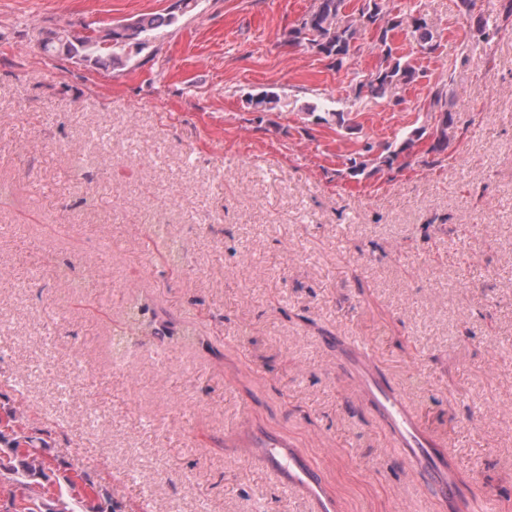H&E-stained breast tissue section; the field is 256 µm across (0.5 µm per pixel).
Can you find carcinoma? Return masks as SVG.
Wrapping results in <instances>:
<instances>
[{"label": "carcinoma", "mask_w": 512, "mask_h": 512, "mask_svg": "<svg viewBox=\"0 0 512 512\" xmlns=\"http://www.w3.org/2000/svg\"><path fill=\"white\" fill-rule=\"evenodd\" d=\"M198 0H176V5L164 13H143L136 16V30L131 40L122 46L111 44L112 28L83 26L82 30L70 27L49 28L45 39L39 42L41 52L49 57L71 60L78 57L84 63L110 73H117L127 65L131 52H141L148 47L156 31L174 24L180 17L193 11ZM346 0H314L312 8L288 29L286 43L302 46L328 62V66L340 70L359 49V40L369 32L374 38V48L379 52V63L375 71L361 79L354 77L353 92L357 99L369 97L386 99L395 96L404 86L414 83L419 77L418 69L397 56L392 48V33L405 28L427 54L439 47L436 31L428 17L420 12L391 15L385 10L384 0H364L358 15L346 12ZM512 17V0H499V7L492 14L474 17L476 32L483 39L498 32L500 23ZM257 112H271L281 103L280 95L265 92L249 98ZM307 115L318 124L330 122L345 130H354L345 112H317V107L308 108ZM430 122L405 133L401 138L379 149L373 143H365L361 152L348 158L340 176L357 182L370 179L382 172L391 171L394 165H409L414 148L423 139L430 141L427 153L443 155L454 137V115L448 109L446 84L438 83L431 95ZM129 319L118 335L123 336L133 329L141 335L153 322L146 319L149 306L135 298L126 303ZM23 417L15 412L7 415V424L0 429V472L14 475L20 494H11L33 504L28 512H58L43 502L42 493L35 490L32 480L48 477L53 471L44 454L46 442L41 437L29 436L21 431ZM58 486L71 494L77 509L70 512H104L101 501L112 500V492L95 484L88 477L80 480L64 472L57 475Z\"/></svg>", "instance_id": "cac0c4a2"}]
</instances>
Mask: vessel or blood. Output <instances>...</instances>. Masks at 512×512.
I'll return each instance as SVG.
<instances>
[{"label":"vessel or blood","mask_w":512,"mask_h":512,"mask_svg":"<svg viewBox=\"0 0 512 512\" xmlns=\"http://www.w3.org/2000/svg\"><path fill=\"white\" fill-rule=\"evenodd\" d=\"M336 356L357 391L386 424L408 468L424 480L437 512H493L491 506L472 505L451 460L442 453V440L430 433L402 392L381 373L370 348L350 336L336 339ZM248 447L290 492L301 495L309 512H341L327 479L294 441L283 436L250 435Z\"/></svg>","instance_id":"b4317fda"}]
</instances>
